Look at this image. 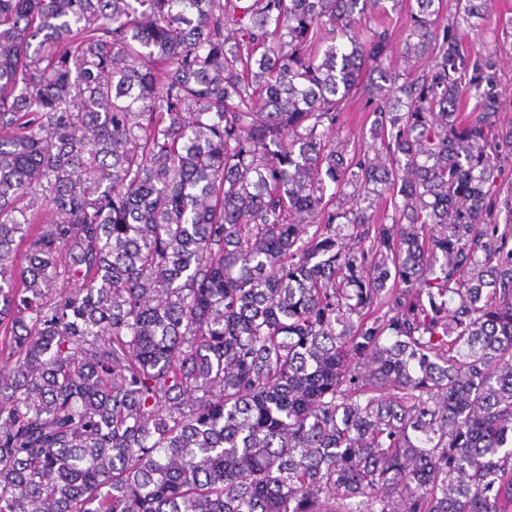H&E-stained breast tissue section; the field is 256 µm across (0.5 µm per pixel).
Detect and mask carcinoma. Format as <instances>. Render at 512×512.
<instances>
[{
	"label": "carcinoma",
	"mask_w": 512,
	"mask_h": 512,
	"mask_svg": "<svg viewBox=\"0 0 512 512\" xmlns=\"http://www.w3.org/2000/svg\"><path fill=\"white\" fill-rule=\"evenodd\" d=\"M405 2L0 0V512H512V128ZM406 11L404 10V16L399 19L398 23L393 29H390L391 36L388 38L387 45L384 50V57H387L388 60L392 62V66L395 71L399 73L407 72V64L404 62V58H402V52L404 49V37L405 28H406ZM375 107L361 91H358L348 102L343 112H340L336 123V141L345 153L352 155L353 152L362 149L373 151L369 146L373 143L370 134L371 120L370 113Z\"/></svg>",
	"instance_id": "obj_1"
}]
</instances>
